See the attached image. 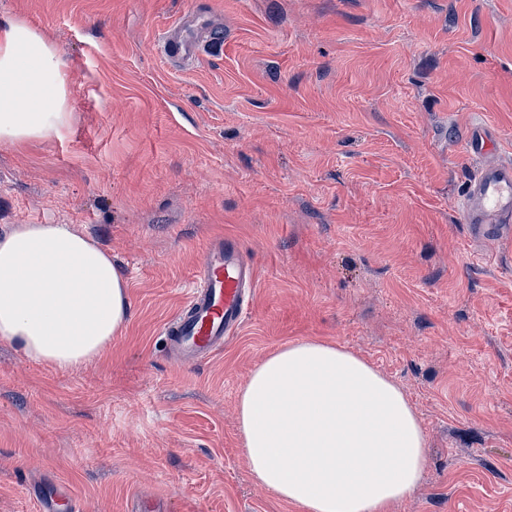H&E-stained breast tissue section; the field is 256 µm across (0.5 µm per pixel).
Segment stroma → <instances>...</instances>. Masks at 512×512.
<instances>
[{
    "mask_svg": "<svg viewBox=\"0 0 512 512\" xmlns=\"http://www.w3.org/2000/svg\"><path fill=\"white\" fill-rule=\"evenodd\" d=\"M224 31L189 66L160 37ZM66 64L70 129L0 144V232L67 224L128 279V327L67 370L0 338V512H301L253 479L252 371L295 340L393 382L428 465L389 512H512V248L461 213L470 125L512 161V0H0ZM252 309L181 364L161 334L210 241Z\"/></svg>",
    "mask_w": 512,
    "mask_h": 512,
    "instance_id": "stroma-1",
    "label": "stroma"
}]
</instances>
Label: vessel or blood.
Here are the masks:
<instances>
[{
	"mask_svg": "<svg viewBox=\"0 0 512 512\" xmlns=\"http://www.w3.org/2000/svg\"><path fill=\"white\" fill-rule=\"evenodd\" d=\"M223 41L221 29L189 14L164 33L159 49L170 63L187 65L198 58L204 45ZM496 143L495 132L485 126L468 131V150L480 164L464 197L463 211L472 234L508 241L512 239V163L496 160ZM254 281V268L237 239L214 238L199 266L197 282L162 329L169 348L183 359L220 349L243 324Z\"/></svg>",
	"mask_w": 512,
	"mask_h": 512,
	"instance_id": "obj_1",
	"label": "vessel or blood"
}]
</instances>
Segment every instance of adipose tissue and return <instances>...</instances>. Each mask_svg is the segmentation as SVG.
<instances>
[{
    "label": "adipose tissue",
    "instance_id": "adipose-tissue-1",
    "mask_svg": "<svg viewBox=\"0 0 512 512\" xmlns=\"http://www.w3.org/2000/svg\"><path fill=\"white\" fill-rule=\"evenodd\" d=\"M70 127L66 62L26 23H0V143L22 147ZM128 282L111 255L66 224L0 234V338L70 369L129 321ZM253 477L302 512H388L417 487L426 440L405 395L344 348L279 347L238 400Z\"/></svg>",
    "mask_w": 512,
    "mask_h": 512
}]
</instances>
